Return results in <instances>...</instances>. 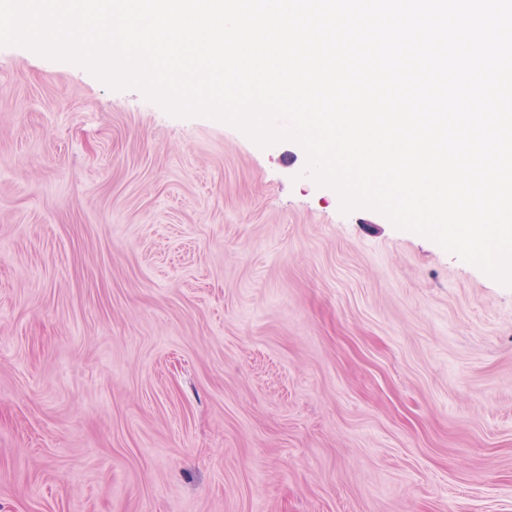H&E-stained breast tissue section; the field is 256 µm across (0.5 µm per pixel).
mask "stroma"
Returning a JSON list of instances; mask_svg holds the SVG:
<instances>
[{
    "instance_id": "1",
    "label": "stroma",
    "mask_w": 512,
    "mask_h": 512,
    "mask_svg": "<svg viewBox=\"0 0 512 512\" xmlns=\"http://www.w3.org/2000/svg\"><path fill=\"white\" fill-rule=\"evenodd\" d=\"M0 512H512V286L0 46Z\"/></svg>"
}]
</instances>
